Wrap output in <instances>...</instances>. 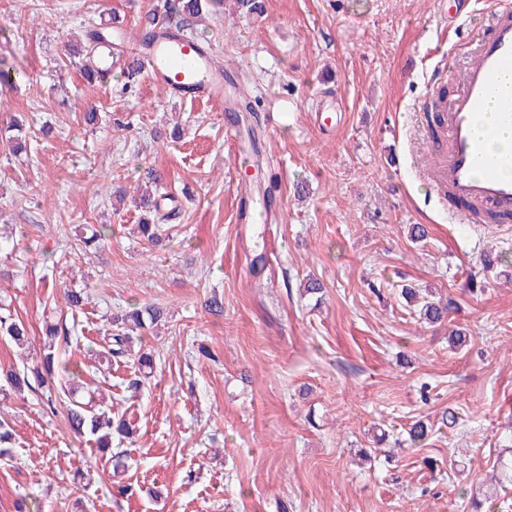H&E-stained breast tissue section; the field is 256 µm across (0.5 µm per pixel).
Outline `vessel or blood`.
I'll return each instance as SVG.
<instances>
[{
	"label": "vessel or blood",
	"instance_id": "b4317fda",
	"mask_svg": "<svg viewBox=\"0 0 512 512\" xmlns=\"http://www.w3.org/2000/svg\"><path fill=\"white\" fill-rule=\"evenodd\" d=\"M489 22L475 42H463L467 64L452 73L456 89L437 99L442 142L424 177L437 192L476 208L512 213V152L490 153L489 143L503 128H512V0H491ZM150 80L165 94L182 101L206 99L224 111L236 104L227 90V73L216 67L212 53L195 40L166 31L140 52ZM344 119L335 104L316 112L323 133L334 132Z\"/></svg>",
	"mask_w": 512,
	"mask_h": 512
}]
</instances>
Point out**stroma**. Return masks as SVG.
<instances>
[{"label": "stroma", "mask_w": 512, "mask_h": 512, "mask_svg": "<svg viewBox=\"0 0 512 512\" xmlns=\"http://www.w3.org/2000/svg\"><path fill=\"white\" fill-rule=\"evenodd\" d=\"M164 4L0 0V63L19 74L0 87V122L26 132L17 152L0 140V314L28 328L20 347L0 335L13 448L0 512L20 499L37 512H463L462 491L512 504V482H491L512 460V223L455 219L422 175L417 109L433 94L432 55L464 61L446 32L454 0H263L250 17L224 0L187 28L261 120L251 198L274 192L263 226L241 220L225 112L173 99L145 75L128 82L119 67L101 81L79 70L87 31L123 19L115 53L127 59ZM329 95L346 117L326 136L312 116ZM150 170L161 213L177 214L158 246L138 231L145 211L113 194ZM415 224L426 240L411 241ZM100 226L104 240L85 246ZM312 278L322 295L305 293ZM405 285L456 306L426 322ZM70 289L88 295L79 311ZM144 304L162 309L158 327L100 365L89 351L111 319ZM61 320L77 398L105 396L136 430L119 445L124 495L65 407L46 412L47 388L4 378ZM454 330L465 346H450ZM144 352L154 369L143 379ZM418 420L430 433L413 448Z\"/></svg>", "instance_id": "obj_1"}]
</instances>
